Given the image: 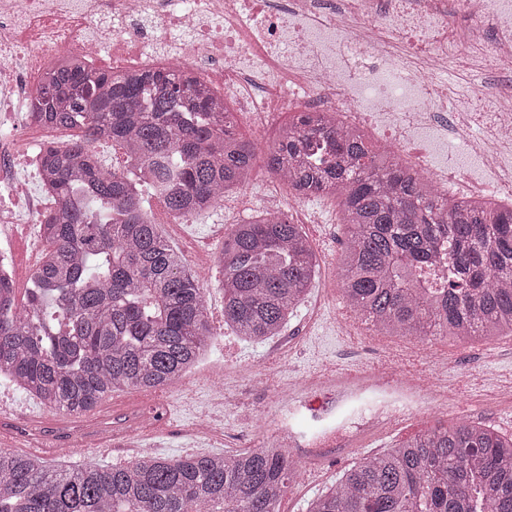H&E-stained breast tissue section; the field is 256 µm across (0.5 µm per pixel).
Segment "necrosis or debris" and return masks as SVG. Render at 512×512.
Returning a JSON list of instances; mask_svg holds the SVG:
<instances>
[{
	"label": "necrosis or debris",
	"mask_w": 512,
	"mask_h": 512,
	"mask_svg": "<svg viewBox=\"0 0 512 512\" xmlns=\"http://www.w3.org/2000/svg\"><path fill=\"white\" fill-rule=\"evenodd\" d=\"M479 52L505 83L463 97L439 81L448 65L465 67ZM94 69L193 71L256 132L276 124L288 105L336 114L341 126L366 132L413 172H427L440 193L512 204V0H0V92L15 93L17 136L0 139V190L32 180L37 148L54 138L32 105L48 69L75 53ZM481 125L470 143L482 172L430 167L419 140ZM414 357L399 394L419 409L447 410L448 391L432 353L415 340L389 342ZM380 363L358 378L289 376L288 362L251 370L248 381L270 388L274 406L306 401L315 387L350 399L380 382ZM261 433L276 448L315 467L316 446L272 417Z\"/></svg>",
	"instance_id": "necrosis-or-debris-1"
}]
</instances>
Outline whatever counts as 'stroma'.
I'll return each mask as SVG.
<instances>
[{
  "label": "stroma",
  "mask_w": 512,
  "mask_h": 512,
  "mask_svg": "<svg viewBox=\"0 0 512 512\" xmlns=\"http://www.w3.org/2000/svg\"><path fill=\"white\" fill-rule=\"evenodd\" d=\"M305 207L318 220L308 240L319 262L341 257L344 226L337 200L310 197ZM245 219V214L219 206L194 217L186 231L191 241L215 249L219 246L218 229H231ZM219 279L218 271L214 270L202 283L213 335L207 355L191 373L193 383L189 390L171 392L160 406L154 405L150 394L116 391L108 398L111 411L99 410L84 416V425L120 421L121 410L133 406L149 419L164 421L151 438L152 455L171 458L251 450L262 445L253 425L269 409L271 396L266 389L246 382L249 370L263 366L281 351L287 353L289 365L298 374L361 372L381 358L363 329L335 327V318L345 311L344 298L341 290H329L326 271H319L309 293L289 316L277 339L260 342L229 335L224 326ZM432 346L447 355L440 369L450 392L447 414L406 411L403 425L386 430L371 438L365 447L351 451L344 448L342 438L326 440L322 465L313 472L299 466L295 481L281 500L280 512H307L309 503L334 485L345 470L445 419H467L497 428L503 418L512 417V335L474 342L460 350L451 348L444 339L434 340ZM222 367L228 368L232 379L228 388L231 402L224 409V432L203 438L192 436L190 430L196 419L212 407L214 388L209 374Z\"/></svg>",
  "instance_id": "stroma-1"
}]
</instances>
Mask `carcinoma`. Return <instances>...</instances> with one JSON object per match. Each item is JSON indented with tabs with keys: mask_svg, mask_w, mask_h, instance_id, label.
I'll return each mask as SVG.
<instances>
[{
	"mask_svg": "<svg viewBox=\"0 0 512 512\" xmlns=\"http://www.w3.org/2000/svg\"><path fill=\"white\" fill-rule=\"evenodd\" d=\"M36 114L82 136L41 156L54 208L27 302L0 276V380L71 416L117 390L162 391L198 363L213 335L204 289L158 232L143 188L178 219L214 209L256 162L301 196L340 199L339 281L352 311L381 333L469 343L512 334V209L437 194L333 118L300 115L271 143L246 140L210 87L174 71L52 67ZM108 138L128 169H101ZM448 281L421 290L423 268ZM224 324L262 341L280 333L320 264L288 218L258 214L216 253ZM297 473L284 448L142 457L51 469L0 451V512H279ZM308 512H512V435L438 424L346 470Z\"/></svg>",
	"mask_w": 512,
	"mask_h": 512,
	"instance_id": "cac0c4a2",
	"label": "carcinoma"
}]
</instances>
